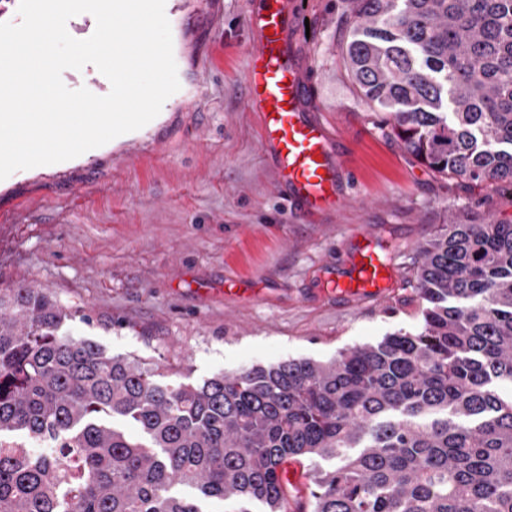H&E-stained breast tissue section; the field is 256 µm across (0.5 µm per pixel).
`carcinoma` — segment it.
<instances>
[{
    "instance_id": "cac0c4a2",
    "label": "carcinoma",
    "mask_w": 512,
    "mask_h": 512,
    "mask_svg": "<svg viewBox=\"0 0 512 512\" xmlns=\"http://www.w3.org/2000/svg\"><path fill=\"white\" fill-rule=\"evenodd\" d=\"M350 12L342 61L379 128L435 173L512 191V0ZM413 274L416 333L200 385L69 337L42 288L0 289V512H306L298 456L336 461L311 512H512V219L439 225Z\"/></svg>"
}]
</instances>
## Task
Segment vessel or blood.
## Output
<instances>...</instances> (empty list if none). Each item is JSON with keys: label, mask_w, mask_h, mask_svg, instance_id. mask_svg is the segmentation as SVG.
I'll return each mask as SVG.
<instances>
[{"label": "vessel or blood", "mask_w": 512, "mask_h": 512, "mask_svg": "<svg viewBox=\"0 0 512 512\" xmlns=\"http://www.w3.org/2000/svg\"><path fill=\"white\" fill-rule=\"evenodd\" d=\"M298 22L297 0H265L249 14V26L261 37L248 52L246 106L258 119L278 187L295 210L313 217L343 202L340 138L310 112L308 84L289 38ZM393 279V268L367 239L332 286L349 298L376 299Z\"/></svg>", "instance_id": "b4317fda"}]
</instances>
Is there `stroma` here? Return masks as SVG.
Here are the masks:
<instances>
[{
	"instance_id": "obj_1",
	"label": "stroma",
	"mask_w": 512,
	"mask_h": 512,
	"mask_svg": "<svg viewBox=\"0 0 512 512\" xmlns=\"http://www.w3.org/2000/svg\"><path fill=\"white\" fill-rule=\"evenodd\" d=\"M258 0H166L179 90L154 121L73 159L0 180V288L47 289L66 331L194 385L288 359L326 362L420 327L413 267L460 212L512 217V193L430 171L377 128L344 69L348 0H303L295 47L312 114L343 136V203L291 207L245 107ZM395 270L377 301L327 290L364 238Z\"/></svg>"
}]
</instances>
